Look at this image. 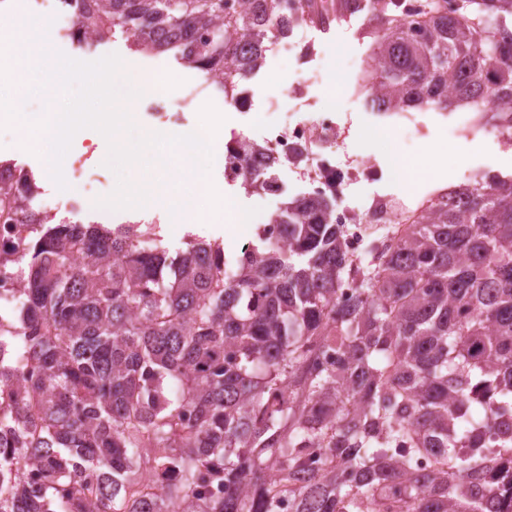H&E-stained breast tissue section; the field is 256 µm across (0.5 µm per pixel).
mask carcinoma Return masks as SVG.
<instances>
[{
    "label": "carcinoma",
    "instance_id": "cac0c4a2",
    "mask_svg": "<svg viewBox=\"0 0 512 512\" xmlns=\"http://www.w3.org/2000/svg\"><path fill=\"white\" fill-rule=\"evenodd\" d=\"M265 2L255 17L227 0H76L86 47L119 29L221 75V93L256 71ZM439 2L406 24L390 0H339L338 19L381 20L372 106L464 103L512 128V0ZM335 205L294 198L271 217L287 249L259 227L234 256L24 209L29 237L4 261L27 376L0 416L15 439L0 470L22 456L38 484L5 479L0 512H487L486 450L512 458V178L444 193L364 268ZM331 350L338 364L318 365Z\"/></svg>",
    "mask_w": 512,
    "mask_h": 512
}]
</instances>
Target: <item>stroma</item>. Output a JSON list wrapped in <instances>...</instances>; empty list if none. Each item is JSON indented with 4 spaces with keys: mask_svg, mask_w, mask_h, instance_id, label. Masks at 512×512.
Wrapping results in <instances>:
<instances>
[{
    "mask_svg": "<svg viewBox=\"0 0 512 512\" xmlns=\"http://www.w3.org/2000/svg\"><path fill=\"white\" fill-rule=\"evenodd\" d=\"M320 20V15H313L300 31L304 41L315 50L313 61L303 64L280 54L269 56L259 71L241 82L246 99L240 106L225 103L223 95L216 92L202 73L182 66L173 53L134 52L130 40L121 34L87 51L62 38L55 39L54 47L69 57L87 62L114 53L123 58L131 56L136 61L138 72L156 78L167 71L181 78V104L173 111L170 122H160L149 113L143 102L128 104L127 109L133 113L137 124L147 130L174 133L197 125L198 113L208 103L223 112L228 125L225 137L229 140L246 138L262 141L268 118L285 122L299 116H310L323 103L332 104L341 127L348 130L346 144L349 153L360 152L358 135L362 129H388L393 136L392 142L378 141L371 149L372 162L381 170L382 176L371 183L357 184L348 192L345 200L354 206L374 193L390 195L411 204L418 203L438 191L460 186V174L466 168L488 175L512 177V149L503 145L495 133H479L473 141L457 137L458 128L470 117L467 108L415 107V117L427 135L414 141L407 140L398 115L371 109L370 85L365 75L374 60L377 25L369 11L331 22L325 30L320 28ZM100 149L101 135L93 129L84 130L72 144V152L91 155L86 180L91 192L87 199L72 206L66 204L65 199L76 196V188L63 192L49 183L43 174L42 159L23 150L18 130H0V162L6 161L33 173L44 191L46 203L55 205L57 218L79 223L95 221L108 227L129 222L156 224L161 228L164 245L173 252L182 248L186 234L193 233L201 238L221 240L225 255L235 254L243 242L254 238L257 225L265 223L284 200L302 194L305 189L304 183L293 172L280 167L275 170L274 177L282 185L281 197L264 198L246 191L241 183H225L223 167L214 168L211 172L213 181L222 184L225 193L233 196L240 207L255 211L252 226L240 236L230 238L226 236L223 225L173 224L164 213L148 206L118 211L96 208L95 200L110 195L117 186L115 173L98 156ZM432 151L441 154L435 172L416 178L409 184L404 183L386 161L387 154L392 152L418 157Z\"/></svg>",
    "mask_w": 512,
    "mask_h": 512,
    "instance_id": "obj_1",
    "label": "stroma"
}]
</instances>
